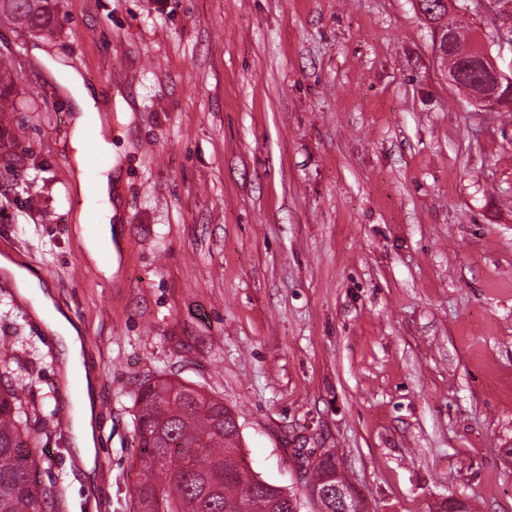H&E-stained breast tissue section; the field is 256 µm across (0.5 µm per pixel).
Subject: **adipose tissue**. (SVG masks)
<instances>
[{
  "mask_svg": "<svg viewBox=\"0 0 512 512\" xmlns=\"http://www.w3.org/2000/svg\"><path fill=\"white\" fill-rule=\"evenodd\" d=\"M79 190L83 197L98 201L102 220L97 232L81 229L88 250L98 253L112 246L111 222L113 216L108 177L98 178L94 184L80 182ZM0 268L6 269L14 278L21 297L34 301L36 312L50 311L49 327L65 350V369L67 374L78 376L80 390L77 400V412L72 420V445L74 455L85 471H92L96 457L93 412L97 405L94 387L95 371L87 360L83 340L76 328L61 313L54 311L51 297L38 288L37 281L25 269L8 258L0 256Z\"/></svg>",
  "mask_w": 512,
  "mask_h": 512,
  "instance_id": "obj_1",
  "label": "adipose tissue"
}]
</instances>
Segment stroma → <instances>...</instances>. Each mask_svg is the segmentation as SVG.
<instances>
[{
  "instance_id": "obj_1",
  "label": "stroma",
  "mask_w": 512,
  "mask_h": 512,
  "mask_svg": "<svg viewBox=\"0 0 512 512\" xmlns=\"http://www.w3.org/2000/svg\"><path fill=\"white\" fill-rule=\"evenodd\" d=\"M512 75V0H457ZM0 26L27 107L0 177V255L83 331L99 453L77 462L62 351L16 286L0 344L47 512H132L142 386L223 400L241 464L318 512L332 450L366 512H512V112L452 88L415 0H59ZM109 103L84 144L64 73ZM112 169L118 268L79 234ZM55 0H0V25L52 37L56 33ZM335 463L334 456L329 451H326L325 454L314 461L307 462L305 472L308 473V478L305 475V480L307 478L310 483L320 484L322 487L324 478L333 469Z\"/></svg>"
}]
</instances>
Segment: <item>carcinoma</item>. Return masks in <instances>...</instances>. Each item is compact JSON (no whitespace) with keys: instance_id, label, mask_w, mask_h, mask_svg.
I'll list each match as a JSON object with an SVG mask.
<instances>
[{"instance_id":"carcinoma-1","label":"carcinoma","mask_w":512,"mask_h":512,"mask_svg":"<svg viewBox=\"0 0 512 512\" xmlns=\"http://www.w3.org/2000/svg\"><path fill=\"white\" fill-rule=\"evenodd\" d=\"M56 0H0V25L52 37ZM477 42L457 34L444 61L448 70L471 60ZM17 73L0 56V172L11 175V152L19 134L4 126L1 113L13 112L9 96ZM135 416L144 481L136 493L135 512H290L287 502L263 479L239 466L240 435L224 402L174 380L157 381L137 394ZM33 436L23 393L0 391V512H42L46 490L36 481L28 439ZM335 465L325 452L307 463L312 484L323 482Z\"/></svg>"}]
</instances>
